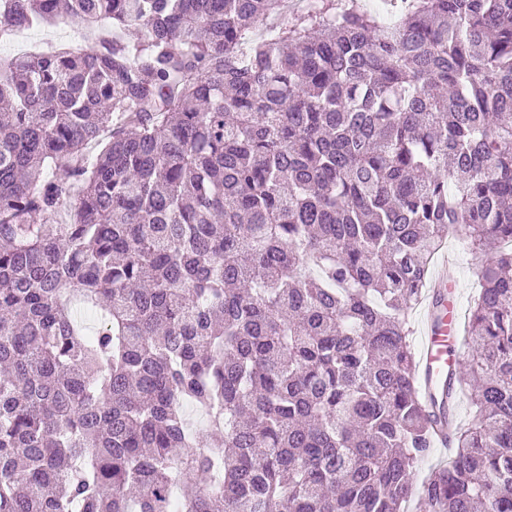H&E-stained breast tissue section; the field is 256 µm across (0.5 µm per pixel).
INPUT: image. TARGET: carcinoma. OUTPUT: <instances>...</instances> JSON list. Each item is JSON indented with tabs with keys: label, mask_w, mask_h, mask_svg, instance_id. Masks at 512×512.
Instances as JSON below:
<instances>
[{
	"label": "carcinoma",
	"mask_w": 512,
	"mask_h": 512,
	"mask_svg": "<svg viewBox=\"0 0 512 512\" xmlns=\"http://www.w3.org/2000/svg\"><path fill=\"white\" fill-rule=\"evenodd\" d=\"M384 2L0 0L88 43L0 62V512H512V0ZM454 236L430 405L406 324ZM442 255L451 253L455 259L454 272L456 275L455 288L458 295V306L455 302L448 307H437L435 299L443 289L448 288L451 280L453 261L446 257L437 267L432 276L431 294L426 304L423 327L421 330L422 349L417 358L416 378L419 380L422 399L429 401L436 392V384L448 379V372L458 370L463 360L468 357L464 343V330L469 309L477 296L479 283L477 270L484 262L481 254L475 252L466 238L455 237L446 241ZM460 312V336L457 334ZM461 344L465 350L463 354ZM433 444L439 447H434L428 460L419 466L416 475V484H420L421 480L428 474L432 466L446 464L448 463V459L452 456V450L445 449L448 448L449 445L448 435L445 434V431L436 432Z\"/></svg>",
	"instance_id": "1"
}]
</instances>
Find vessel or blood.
<instances>
[{
  "label": "vessel or blood",
  "instance_id": "obj_1",
  "mask_svg": "<svg viewBox=\"0 0 512 512\" xmlns=\"http://www.w3.org/2000/svg\"><path fill=\"white\" fill-rule=\"evenodd\" d=\"M459 311L457 305H426L421 330L422 349L417 358L416 378L423 399H430L438 382L458 370L463 352L457 334Z\"/></svg>",
  "mask_w": 512,
  "mask_h": 512
}]
</instances>
